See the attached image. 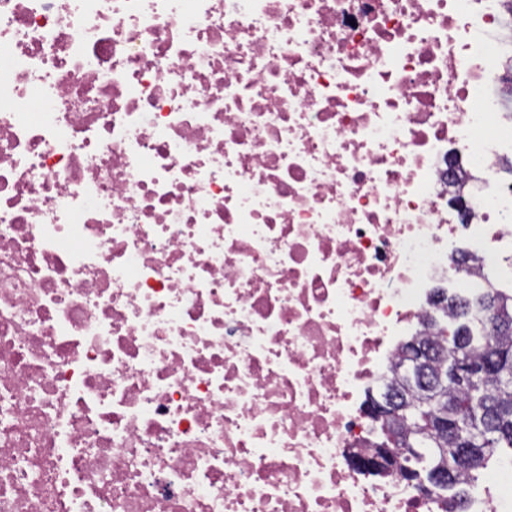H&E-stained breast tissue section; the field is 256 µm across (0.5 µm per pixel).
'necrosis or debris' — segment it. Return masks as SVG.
<instances>
[{"label":"necrosis or debris","mask_w":512,"mask_h":512,"mask_svg":"<svg viewBox=\"0 0 512 512\" xmlns=\"http://www.w3.org/2000/svg\"><path fill=\"white\" fill-rule=\"evenodd\" d=\"M501 2L0 0V512H446L350 456L512 258ZM409 347L410 349L406 355L407 358L404 360V367L409 371H413L415 368H423L428 359L435 354L433 349L423 347L418 341H413L411 346L410 341H408L402 348V356L407 352Z\"/></svg>","instance_id":"4bbe7bcc"}]
</instances>
